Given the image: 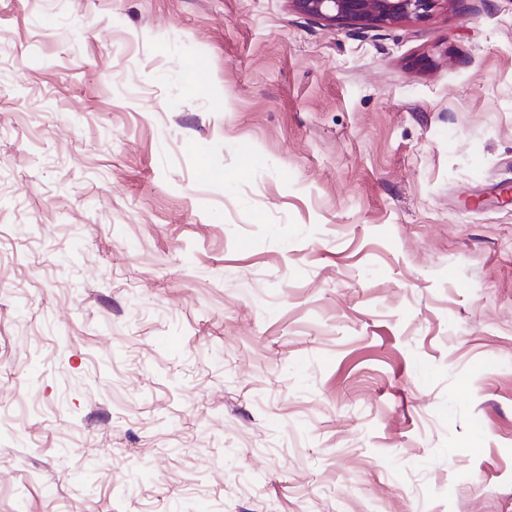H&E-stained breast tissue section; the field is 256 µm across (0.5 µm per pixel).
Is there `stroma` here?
Segmentation results:
<instances>
[{"label": "stroma", "instance_id": "1", "mask_svg": "<svg viewBox=\"0 0 512 512\" xmlns=\"http://www.w3.org/2000/svg\"><path fill=\"white\" fill-rule=\"evenodd\" d=\"M512 0H0V512H512ZM442 0H291L305 15L326 22L386 24L427 16Z\"/></svg>", "mask_w": 512, "mask_h": 512}]
</instances>
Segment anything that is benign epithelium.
<instances>
[{"label": "benign epithelium", "mask_w": 512, "mask_h": 512, "mask_svg": "<svg viewBox=\"0 0 512 512\" xmlns=\"http://www.w3.org/2000/svg\"><path fill=\"white\" fill-rule=\"evenodd\" d=\"M305 15L326 22L386 24L427 16L440 0H291Z\"/></svg>", "instance_id": "1"}]
</instances>
